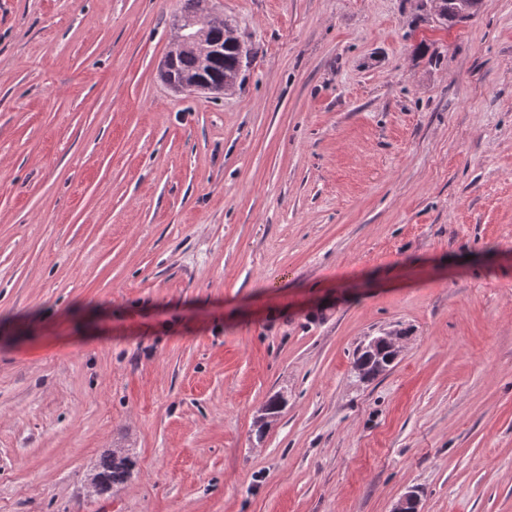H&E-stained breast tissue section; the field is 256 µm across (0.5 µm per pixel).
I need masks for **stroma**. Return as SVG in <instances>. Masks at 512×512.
<instances>
[{
  "instance_id": "obj_1",
  "label": "stroma",
  "mask_w": 512,
  "mask_h": 512,
  "mask_svg": "<svg viewBox=\"0 0 512 512\" xmlns=\"http://www.w3.org/2000/svg\"><path fill=\"white\" fill-rule=\"evenodd\" d=\"M205 5L0 0V512H512V0ZM201 26V24L193 17L184 19L182 22H177L174 26L175 33H177L178 36H183V39L195 47L199 48L202 51H209V54L212 50V46L207 48L208 45L206 43V31L203 30H197L196 27ZM193 29V33L186 34L190 30ZM210 36L216 43H221L223 47V57L213 56L207 61L194 53V51L183 48L180 43L174 39L170 44L166 57L171 58L170 70L167 75L163 74L165 80L171 84L172 82H180L181 84H172L176 90H184L191 92H224L227 87L225 82L211 83L192 80L197 77H207L209 79L230 78L237 80L243 62V49L239 50L241 44L235 37L224 36V31L220 27H215ZM401 335V331L397 329L385 330L381 336H374L364 342L360 349L367 354H372L379 346H389L394 352L395 358L399 357V350L396 348L393 336ZM364 352H357L353 362V366H357L363 374H369L374 369L378 368L380 362H385L389 355L380 350L379 357L374 363H370V360L366 358ZM128 448H117L102 457L97 467L87 476V495L99 496L126 483L132 466Z\"/></svg>"
}]
</instances>
